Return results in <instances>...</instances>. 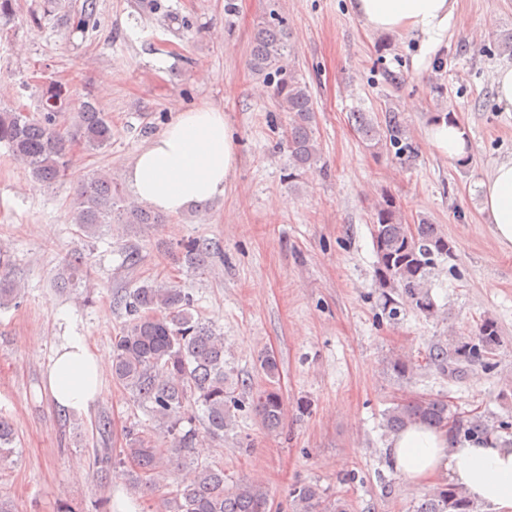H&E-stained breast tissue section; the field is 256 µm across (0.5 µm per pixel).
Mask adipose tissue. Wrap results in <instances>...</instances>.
I'll use <instances>...</instances> for the list:
<instances>
[{
	"label": "adipose tissue",
	"mask_w": 512,
	"mask_h": 512,
	"mask_svg": "<svg viewBox=\"0 0 512 512\" xmlns=\"http://www.w3.org/2000/svg\"><path fill=\"white\" fill-rule=\"evenodd\" d=\"M457 0H348L350 13L369 31L419 42L421 56L464 28ZM234 137L221 109L180 110L160 135L137 153L126 181L136 198L169 215L222 197L236 168ZM483 210L499 244L512 250V158L497 163L482 185ZM107 361L87 337L68 336L51 359L46 387L54 405L89 411L100 395ZM387 453L410 484L452 483L490 512H512V444L458 441L445 428L412 424L393 433Z\"/></svg>",
	"instance_id": "ef3b65f1"
}]
</instances>
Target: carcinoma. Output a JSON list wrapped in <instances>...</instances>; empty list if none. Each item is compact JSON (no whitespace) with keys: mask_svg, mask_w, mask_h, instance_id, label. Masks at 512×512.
I'll list each match as a JSON object with an SVG mask.
<instances>
[{"mask_svg":"<svg viewBox=\"0 0 512 512\" xmlns=\"http://www.w3.org/2000/svg\"><path fill=\"white\" fill-rule=\"evenodd\" d=\"M92 0L67 19L70 33L86 36L93 17ZM293 50L285 20L276 10L257 27L252 41L250 68L273 86L279 109L288 113L286 130L289 178L314 169L321 162L316 139L315 108L310 90L292 62ZM350 119L369 150L401 147L409 129L394 111L377 121L369 113L353 111ZM112 120L98 104L73 97L70 88L50 81L42 86L37 111L18 109L0 112V144L23 165L31 177L47 185L69 175L73 153L82 148L97 152L111 144ZM73 223L86 232L107 224H164L163 215L148 206L124 199L120 185L106 172L95 171L78 181L72 200ZM371 235L377 257V287L401 293L427 315L434 312L428 283L437 259L454 257L453 244L440 226L422 216L416 224L402 221L401 205L393 195L381 192L373 207ZM209 255L208 245L188 242L176 261L201 269ZM60 279V287H89L87 260L72 253ZM20 293L14 282L0 280V308L10 305ZM124 306L129 322L112 342V378L133 399L147 407L152 418L172 438L159 444L147 431H130L118 455L110 448L94 449L93 463L104 474L115 465L132 463L138 475L131 483L135 491H148L171 478L192 461L200 433L224 438L238 409L239 382L224 371V336L194 318L190 297L182 289L162 281H144L115 296ZM478 342L460 341L453 351L438 343L431 346L426 364L454 370L462 363H476L492 353L499 343L495 321L479 324ZM256 414L269 430L284 420L282 395L275 388L261 391L252 400ZM202 411L201 426L193 422L190 409ZM448 403L438 398L403 400L387 411V432L411 423L446 427ZM467 435H490L491 421L483 414L469 417ZM12 425L0 418V466L16 453ZM168 512H270L269 492L251 480L231 488L224 484V468L196 464L188 480L169 484ZM293 512H349L341 498H330L316 484H301L291 491ZM415 512H479L464 493L446 485L425 496Z\"/></svg>","mask_w":512,"mask_h":512,"instance_id":"cac0c4a2","label":"carcinoma"}]
</instances>
